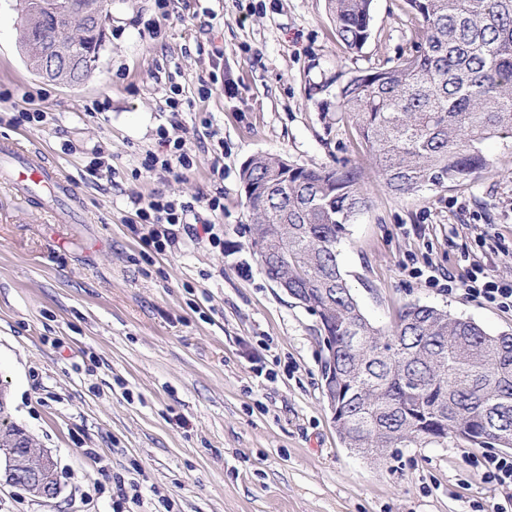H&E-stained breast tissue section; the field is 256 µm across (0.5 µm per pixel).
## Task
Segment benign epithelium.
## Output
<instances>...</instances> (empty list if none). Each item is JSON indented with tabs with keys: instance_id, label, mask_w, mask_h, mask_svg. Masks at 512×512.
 Here are the masks:
<instances>
[{
	"instance_id": "benign-epithelium-1",
	"label": "benign epithelium",
	"mask_w": 512,
	"mask_h": 512,
	"mask_svg": "<svg viewBox=\"0 0 512 512\" xmlns=\"http://www.w3.org/2000/svg\"><path fill=\"white\" fill-rule=\"evenodd\" d=\"M56 34L53 38L41 36V16L20 12L21 33L33 46L39 59L42 72H56L60 64H67L70 59L64 47V39L71 32L75 23L81 21L84 26H93L103 12L94 4L83 0L71 2L64 9L55 10ZM19 486L29 490L35 497L52 500L59 494L55 464L53 459L34 439L24 431L10 435V447L0 450V485Z\"/></svg>"
}]
</instances>
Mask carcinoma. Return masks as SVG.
Segmentation results:
<instances>
[{
  "mask_svg": "<svg viewBox=\"0 0 512 512\" xmlns=\"http://www.w3.org/2000/svg\"><path fill=\"white\" fill-rule=\"evenodd\" d=\"M418 24L391 66L336 75L333 100L394 195L462 186L496 165L491 139L512 140V0H406ZM336 38L367 43L372 0H326ZM75 62L50 80L78 85L96 69L104 35L71 31ZM251 212L250 247L270 242L259 264L318 317L336 344V390L346 420L337 432L373 461L402 442L462 438L512 448V333L431 306L407 304L391 330L362 312L339 263L348 226L370 206L361 170L308 168L257 154L240 170Z\"/></svg>",
  "mask_w": 512,
  "mask_h": 512,
  "instance_id": "cac0c4a2",
  "label": "carcinoma"
}]
</instances>
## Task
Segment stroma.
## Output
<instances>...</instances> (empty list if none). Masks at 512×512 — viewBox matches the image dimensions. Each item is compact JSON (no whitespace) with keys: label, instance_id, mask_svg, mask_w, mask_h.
<instances>
[{"label":"stroma","instance_id":"1","mask_svg":"<svg viewBox=\"0 0 512 512\" xmlns=\"http://www.w3.org/2000/svg\"><path fill=\"white\" fill-rule=\"evenodd\" d=\"M372 6V34L353 51L325 0H112L97 68L69 86L27 68L20 2L0 0V92L53 115L1 122L0 139L42 151L78 201L60 224L0 182V388L60 486L44 502L1 485L0 512H476L512 500L485 478L482 449L455 437L398 444L381 463L346 448L322 393L318 318L259 274L248 245L247 159L349 161L373 203L339 260L365 316L387 330L418 303L512 333V312L459 285L476 261L512 280V155L489 142L496 169L397 197L351 125L320 106L325 81L415 40L405 0ZM162 127L192 150L191 171L142 168ZM96 150L111 173L90 171ZM161 193L195 200L188 223L213 225L221 245L184 234L147 246L133 202Z\"/></svg>","mask_w":512,"mask_h":512}]
</instances>
